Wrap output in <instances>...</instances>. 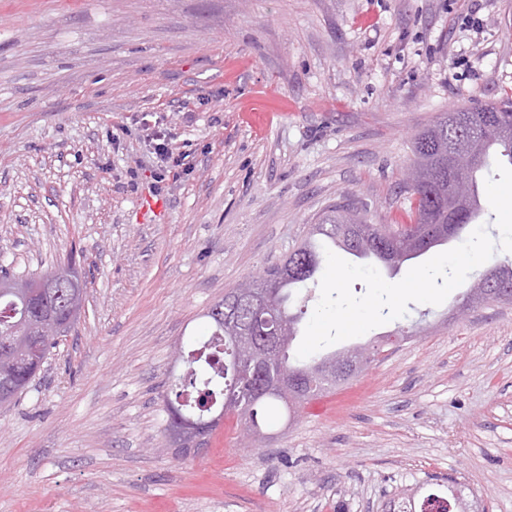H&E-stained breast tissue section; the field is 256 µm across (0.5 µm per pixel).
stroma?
I'll use <instances>...</instances> for the list:
<instances>
[{
  "mask_svg": "<svg viewBox=\"0 0 512 512\" xmlns=\"http://www.w3.org/2000/svg\"><path fill=\"white\" fill-rule=\"evenodd\" d=\"M510 94L512 0H0V267L86 280L0 407V512H380L435 481L512 512V304L462 286L262 445L230 414L176 456L163 408L225 292L341 196L407 222L415 135Z\"/></svg>",
  "mask_w": 512,
  "mask_h": 512,
  "instance_id": "1",
  "label": "stroma"
}]
</instances>
